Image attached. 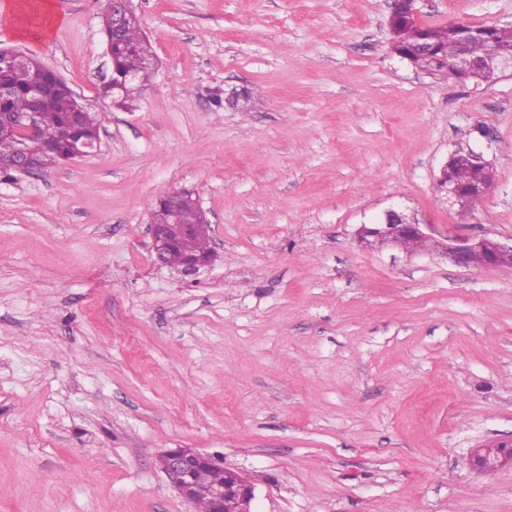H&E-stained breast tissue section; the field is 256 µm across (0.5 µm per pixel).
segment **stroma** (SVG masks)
Here are the masks:
<instances>
[{
	"mask_svg": "<svg viewBox=\"0 0 512 512\" xmlns=\"http://www.w3.org/2000/svg\"><path fill=\"white\" fill-rule=\"evenodd\" d=\"M47 1L58 25L22 37ZM133 5L158 72L126 110L101 93L99 0H0V50L100 123L95 155L0 178V512H196L170 448L244 473L253 512H512V465H471L512 440V267L356 239L397 205L440 241L512 242V71L416 70L393 0ZM418 8L512 27V0ZM469 147L495 178L461 213L435 183ZM182 188L217 254L188 283L148 235ZM502 444H506V447L509 448L511 442L500 441L488 444V446L484 448H477L472 456V464L474 468L479 472L489 473L495 471L500 464L512 462V458L510 456L506 458L495 455L497 448H500Z\"/></svg>",
	"mask_w": 512,
	"mask_h": 512,
	"instance_id": "stroma-1",
	"label": "stroma"
}]
</instances>
